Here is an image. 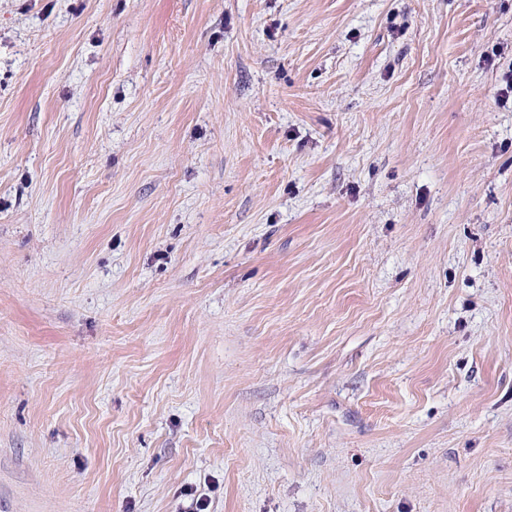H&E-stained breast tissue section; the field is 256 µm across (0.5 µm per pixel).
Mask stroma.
<instances>
[{
	"instance_id": "35a3bbf8",
	"label": "stroma",
	"mask_w": 512,
	"mask_h": 512,
	"mask_svg": "<svg viewBox=\"0 0 512 512\" xmlns=\"http://www.w3.org/2000/svg\"><path fill=\"white\" fill-rule=\"evenodd\" d=\"M512 0H0V512H512Z\"/></svg>"
}]
</instances>
